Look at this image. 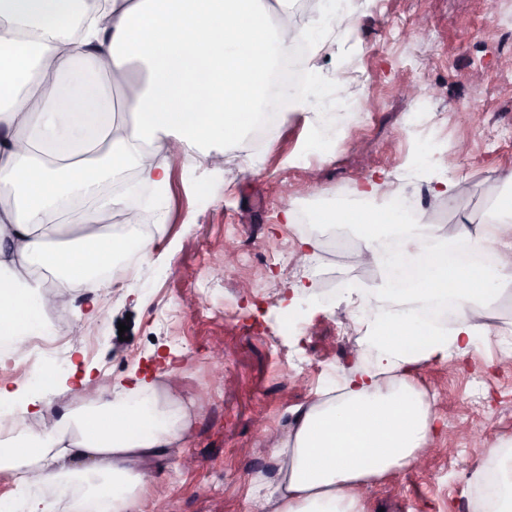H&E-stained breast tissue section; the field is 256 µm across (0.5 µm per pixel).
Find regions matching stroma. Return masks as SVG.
<instances>
[{"instance_id": "obj_1", "label": "stroma", "mask_w": 512, "mask_h": 512, "mask_svg": "<svg viewBox=\"0 0 512 512\" xmlns=\"http://www.w3.org/2000/svg\"><path fill=\"white\" fill-rule=\"evenodd\" d=\"M349 9L353 37H329L309 61L321 75L317 105L288 113L266 143L243 136L210 152L186 149L169 162V191L144 189L138 217L171 242L172 258L137 262L120 289L99 298L97 317L78 320L90 307L85 295L58 303L49 330L65 341L54 356L27 348L21 366L0 364V380L13 389L26 384L23 363L52 367L57 383L40 401L55 405L75 369L116 386L130 371L150 375L174 362L161 390L191 406L194 418L179 447L145 466L150 497L164 512H264L265 488L279 469L270 437L287 433L296 407L373 364L344 292L378 281L380 269L337 248L340 237H355L351 225L289 224L285 210L331 208L372 176L387 189L404 188L425 222L446 234L484 221L507 191L512 0H497L492 16L485 0H349ZM340 76L347 90L337 86ZM407 83L415 94L405 93ZM423 107L426 125L416 118ZM321 129L331 140L318 154L311 143ZM448 178L463 181L452 197L435 190ZM305 238L313 249L301 250ZM228 243L236 248L229 269ZM298 280L306 289L295 296ZM190 297L199 304L184 317L149 316L163 302L184 309ZM492 311L489 339L414 375L440 430L425 466L368 484L367 512H475L472 471L512 438V290ZM186 457L195 467L182 466Z\"/></svg>"}]
</instances>
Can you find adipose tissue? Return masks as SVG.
Listing matches in <instances>:
<instances>
[{
  "mask_svg": "<svg viewBox=\"0 0 512 512\" xmlns=\"http://www.w3.org/2000/svg\"><path fill=\"white\" fill-rule=\"evenodd\" d=\"M348 0H324L325 18L293 26L271 0H0V363L45 333L43 276L55 295L99 296L120 287L109 271L117 254L166 257L171 244L135 215L147 185L166 190L168 145H214L239 137L260 114L273 83L288 85L284 111L305 107L320 74L297 67L333 33L351 34ZM146 71L128 80L131 64ZM122 86L116 99L113 86ZM135 169L136 183L109 194L102 184ZM367 180L358 199L333 209L285 213L290 224H355L357 250L382 272L359 290L370 369L299 406L271 446L279 479L272 512H364L369 481L415 464L436 430V414L412 383L422 365L466 356L492 331L491 297L512 286V196L494 205L493 230L424 223L404 191L373 204ZM85 202L79 221H59L62 198ZM455 300L454 325L436 331L441 304ZM27 428L0 422V474L15 493L0 512H87L103 489L112 512H137L149 492L147 459L177 447L192 413L162 398L150 376L119 389L71 392L58 408L28 401ZM486 487L477 512H512V477L478 465Z\"/></svg>",
  "mask_w": 512,
  "mask_h": 512,
  "instance_id": "ef3b65f1",
  "label": "adipose tissue"
}]
</instances>
